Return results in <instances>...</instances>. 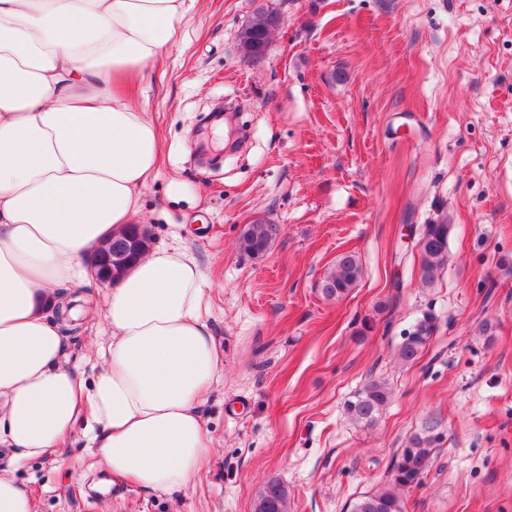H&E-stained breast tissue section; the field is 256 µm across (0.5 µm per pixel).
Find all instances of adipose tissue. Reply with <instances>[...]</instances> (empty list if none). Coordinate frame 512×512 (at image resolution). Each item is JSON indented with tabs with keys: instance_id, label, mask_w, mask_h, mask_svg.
Instances as JSON below:
<instances>
[{
	"instance_id": "obj_1",
	"label": "adipose tissue",
	"mask_w": 512,
	"mask_h": 512,
	"mask_svg": "<svg viewBox=\"0 0 512 512\" xmlns=\"http://www.w3.org/2000/svg\"><path fill=\"white\" fill-rule=\"evenodd\" d=\"M185 0H0V512H37L12 474L63 463L83 430L113 482L195 484L214 452L201 404L224 373L207 283L187 247L150 251L106 294L98 370L71 365L85 258L123 233L162 155L130 101L182 38Z\"/></svg>"
}]
</instances>
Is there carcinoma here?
Returning <instances> with one entry per match:
<instances>
[{
	"mask_svg": "<svg viewBox=\"0 0 512 512\" xmlns=\"http://www.w3.org/2000/svg\"><path fill=\"white\" fill-rule=\"evenodd\" d=\"M278 23V14L273 11L257 13L249 25L239 33V45L245 57L259 62L269 43L268 32ZM452 225L448 220L428 224L423 232L427 242L420 249L421 280L426 284L434 282L440 269L448 262V237ZM280 233V225L265 221L246 224L239 234L241 252L255 258L268 252ZM137 240L139 249L136 256L147 250L150 241L148 232L141 234L129 229L122 236L102 245L98 255L127 253L131 240ZM362 275L357 256L344 253L336 258V265L322 279L320 292L327 299H340L354 288ZM437 326L432 317L422 316L414 324L408 336L403 338L397 351V358L403 365H414L422 357L432 341ZM391 392L387 384L379 380L368 381L353 399L345 403L347 418L366 426L373 425L388 405ZM437 437L426 430L412 435L405 446L396 453L391 462V487L367 493L350 505V512H403V501L398 491L420 486L435 457ZM288 487L277 479L269 480L259 491L253 505V512H288Z\"/></svg>",
	"mask_w": 512,
	"mask_h": 512,
	"instance_id": "carcinoma-1",
	"label": "carcinoma"
}]
</instances>
